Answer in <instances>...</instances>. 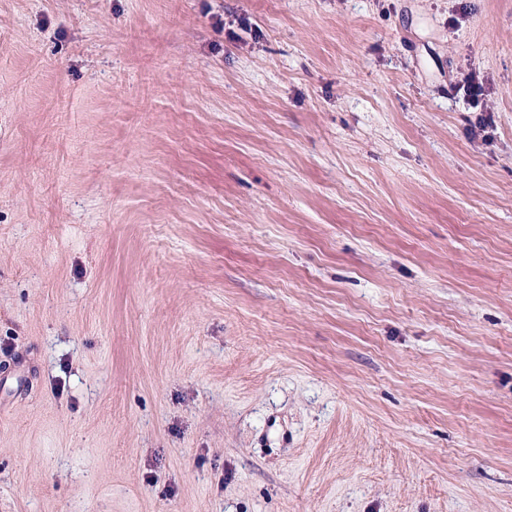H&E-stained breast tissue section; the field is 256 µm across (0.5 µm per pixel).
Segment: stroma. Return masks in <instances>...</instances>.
Listing matches in <instances>:
<instances>
[{"label": "stroma", "instance_id": "obj_1", "mask_svg": "<svg viewBox=\"0 0 512 512\" xmlns=\"http://www.w3.org/2000/svg\"><path fill=\"white\" fill-rule=\"evenodd\" d=\"M0 512H512V0H0ZM463 89V98L467 101L471 108L481 107L484 105L485 87L476 72H471L461 85Z\"/></svg>", "mask_w": 512, "mask_h": 512}]
</instances>
